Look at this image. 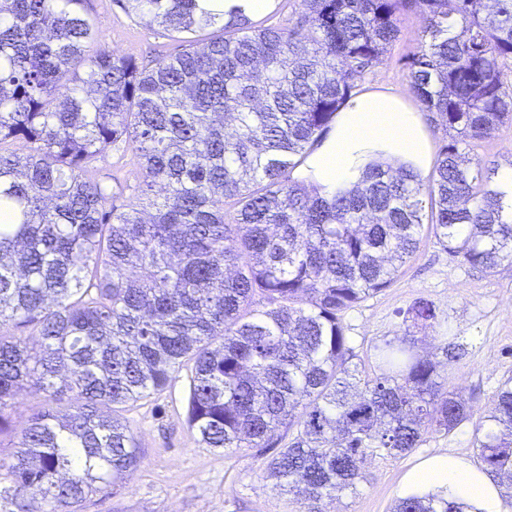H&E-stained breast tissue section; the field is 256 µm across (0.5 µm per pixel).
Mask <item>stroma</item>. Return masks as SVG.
Instances as JSON below:
<instances>
[{"label":"stroma","mask_w":512,"mask_h":512,"mask_svg":"<svg viewBox=\"0 0 512 512\" xmlns=\"http://www.w3.org/2000/svg\"><path fill=\"white\" fill-rule=\"evenodd\" d=\"M92 5L103 43L117 54L151 65L185 48L181 39L127 14L120 0H92ZM422 26L418 14L401 16L397 40L384 64L367 76L363 90L410 96L405 62ZM420 299L434 304V326L425 328L411 319L408 310ZM344 323L356 363L374 374L379 371L377 349L384 342L414 336L421 355L442 363L445 337L454 333L461 357L447 372L448 385L488 404L501 380L512 374V265L485 275L449 256L433 236H423L397 279L349 310ZM188 375L181 370L159 397L141 400L125 412L141 446V461L113 493L88 498L82 512H302L297 495L283 493L266 479L261 461L200 447L186 422ZM440 453L480 467L472 424L448 434L428 433L420 447L406 454L374 457L356 493L337 494L328 512H391L405 474Z\"/></svg>","instance_id":"stroma-1"}]
</instances>
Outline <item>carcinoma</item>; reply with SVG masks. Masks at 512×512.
Returning <instances> with one entry per match:
<instances>
[{
    "mask_svg": "<svg viewBox=\"0 0 512 512\" xmlns=\"http://www.w3.org/2000/svg\"><path fill=\"white\" fill-rule=\"evenodd\" d=\"M300 2L296 21L267 25L201 0H124L189 43L148 68L87 53L100 39L91 0H0V210L13 215L0 223V437L15 438L0 455V512H80L107 493L141 459L122 411L189 363L198 443L251 451L303 512L356 492L368 459L471 420L512 503V377L482 409L407 336L379 348L371 377L343 321L391 284L424 230L473 269L512 264V201L464 153L512 122V0ZM406 12L423 19L411 90L445 135L429 180L375 163L321 195L293 172ZM108 146L138 159L136 199L92 176ZM409 314L436 322L425 299ZM29 388L45 406L19 431L12 411ZM467 509L409 496L393 512Z\"/></svg>",
    "mask_w": 512,
    "mask_h": 512,
    "instance_id": "1",
    "label": "carcinoma"
}]
</instances>
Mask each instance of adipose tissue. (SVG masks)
<instances>
[{
    "label": "adipose tissue",
    "instance_id": "1",
    "mask_svg": "<svg viewBox=\"0 0 512 512\" xmlns=\"http://www.w3.org/2000/svg\"><path fill=\"white\" fill-rule=\"evenodd\" d=\"M385 160L426 176L432 144L420 112L403 96L369 90L338 112L322 143L294 171L295 178L330 194L351 188L365 167ZM405 494L459 498L476 512H505L495 483L461 458L445 453L423 459L403 478Z\"/></svg>",
    "mask_w": 512,
    "mask_h": 512
}]
</instances>
